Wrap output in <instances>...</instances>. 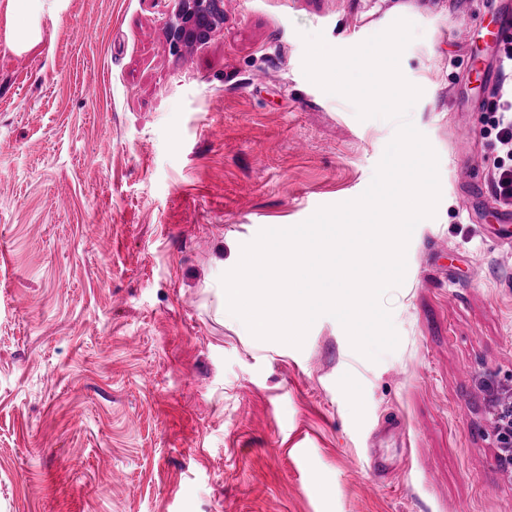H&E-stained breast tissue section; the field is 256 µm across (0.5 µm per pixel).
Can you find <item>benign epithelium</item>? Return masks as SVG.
I'll list each match as a JSON object with an SVG mask.
<instances>
[{"label": "benign epithelium", "instance_id": "obj_1", "mask_svg": "<svg viewBox=\"0 0 512 512\" xmlns=\"http://www.w3.org/2000/svg\"><path fill=\"white\" fill-rule=\"evenodd\" d=\"M224 14V0H176V20L167 27L173 45H203L211 37L215 22ZM484 394L486 411L493 425L499 453L497 464L506 474H512V378L497 379L478 376Z\"/></svg>", "mask_w": 512, "mask_h": 512}]
</instances>
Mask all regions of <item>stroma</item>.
Listing matches in <instances>:
<instances>
[{"mask_svg":"<svg viewBox=\"0 0 512 512\" xmlns=\"http://www.w3.org/2000/svg\"><path fill=\"white\" fill-rule=\"evenodd\" d=\"M498 6L224 0L176 50L173 0H68L24 53L0 22V512H512L478 386L512 376ZM400 18L440 200L384 300L399 343L371 361L327 315L299 348L249 336L222 314L243 245L359 197L397 132L305 76L303 37ZM492 189L504 207L512 206V164L497 163L492 173Z\"/></svg>","mask_w":512,"mask_h":512,"instance_id":"1","label":"stroma"}]
</instances>
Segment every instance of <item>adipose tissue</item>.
<instances>
[{"label":"adipose tissue","mask_w":512,"mask_h":512,"mask_svg":"<svg viewBox=\"0 0 512 512\" xmlns=\"http://www.w3.org/2000/svg\"><path fill=\"white\" fill-rule=\"evenodd\" d=\"M65 7V0H6L7 47L16 53L29 51L43 39V22Z\"/></svg>","instance_id":"adipose-tissue-1"}]
</instances>
